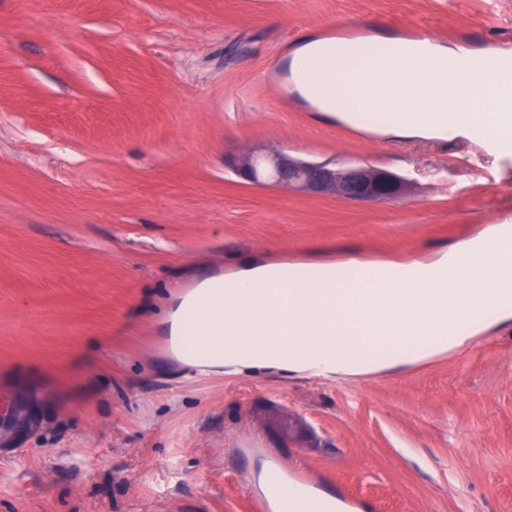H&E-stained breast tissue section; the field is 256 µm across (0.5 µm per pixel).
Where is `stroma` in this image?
I'll use <instances>...</instances> for the list:
<instances>
[{
	"instance_id": "1",
	"label": "stroma",
	"mask_w": 512,
	"mask_h": 512,
	"mask_svg": "<svg viewBox=\"0 0 512 512\" xmlns=\"http://www.w3.org/2000/svg\"><path fill=\"white\" fill-rule=\"evenodd\" d=\"M512 0H0V512H269L263 461L370 512H512V325L317 380L179 366L165 312L251 259L401 262L512 212L467 142L327 122L261 70L288 37L424 23L495 39ZM260 149L404 179L352 202L242 183Z\"/></svg>"
}]
</instances>
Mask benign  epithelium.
Listing matches in <instances>:
<instances>
[{
	"label": "benign epithelium",
	"mask_w": 512,
	"mask_h": 512,
	"mask_svg": "<svg viewBox=\"0 0 512 512\" xmlns=\"http://www.w3.org/2000/svg\"><path fill=\"white\" fill-rule=\"evenodd\" d=\"M235 175L247 184L270 181L312 196H337L350 200H385L405 191L403 180L368 166L338 167L311 162L277 152L267 158L247 154L232 164Z\"/></svg>",
	"instance_id": "benign-epithelium-1"
}]
</instances>
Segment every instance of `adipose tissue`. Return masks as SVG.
<instances>
[{"label":"adipose tissue","mask_w":512,"mask_h":512,"mask_svg":"<svg viewBox=\"0 0 512 512\" xmlns=\"http://www.w3.org/2000/svg\"><path fill=\"white\" fill-rule=\"evenodd\" d=\"M465 52L427 41L373 36L315 39L295 52L298 92L322 111L387 116L383 133L432 138L449 127L483 126L512 137V75L482 61L467 78ZM474 275L490 269L492 282L512 275V224H495L454 244L443 258L406 267L398 280L386 262L312 261L261 265L232 279L216 278L177 311L168 313L186 365L302 372L321 359L333 372L363 375L432 353L435 343L459 339L461 327L481 332L512 321V301L493 310L461 303L447 286L449 268Z\"/></svg>","instance_id":"ef3b65f1"}]
</instances>
